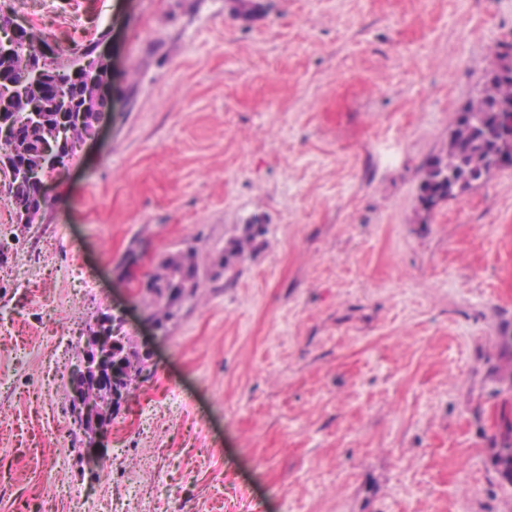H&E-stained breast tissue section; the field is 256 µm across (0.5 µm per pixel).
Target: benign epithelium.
I'll list each match as a JSON object with an SVG mask.
<instances>
[{"instance_id":"benign-epithelium-1","label":"benign epithelium","mask_w":512,"mask_h":512,"mask_svg":"<svg viewBox=\"0 0 512 512\" xmlns=\"http://www.w3.org/2000/svg\"><path fill=\"white\" fill-rule=\"evenodd\" d=\"M0 30L7 34V38L0 41L1 54H8L15 47L14 40L20 37L33 47L28 65L11 72L0 87L6 99L16 96L31 99L22 119L15 114H0V138L15 142L36 135L41 137L39 166L34 172H25V176L38 181V198L43 201L46 199L45 183L39 180L37 173L42 171L44 177H50L73 157L78 146L70 137L69 126L62 122L48 124L47 114L91 112L95 122H100L107 108L104 86L112 75V66L105 56L91 48L75 50L71 59L59 61L58 53L46 46L45 39L33 27L15 23L8 12L0 13ZM67 71L85 94L74 99L64 90L59 76ZM123 326V316L100 313L86 331L84 350L71 372L69 410L88 443L96 442L103 425L112 418V410L126 395L119 386L120 377L137 369L136 364L128 363L125 356L119 354V348L126 341ZM90 387L96 393L91 399L88 398Z\"/></svg>"}]
</instances>
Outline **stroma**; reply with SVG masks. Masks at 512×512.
Listing matches in <instances>:
<instances>
[{
    "instance_id": "35a3bbf8",
    "label": "stroma",
    "mask_w": 512,
    "mask_h": 512,
    "mask_svg": "<svg viewBox=\"0 0 512 512\" xmlns=\"http://www.w3.org/2000/svg\"><path fill=\"white\" fill-rule=\"evenodd\" d=\"M253 2L0 0L112 62L70 205L0 192V512H512V168L418 202L512 0ZM249 222L153 332L127 249L209 264ZM103 311L152 357L91 460L65 397ZM265 232L262 224H244L241 233L224 245V255L219 264L221 272L216 273L212 279L224 273V276L230 280L229 274L233 273L241 261L255 249L257 237Z\"/></svg>"
}]
</instances>
